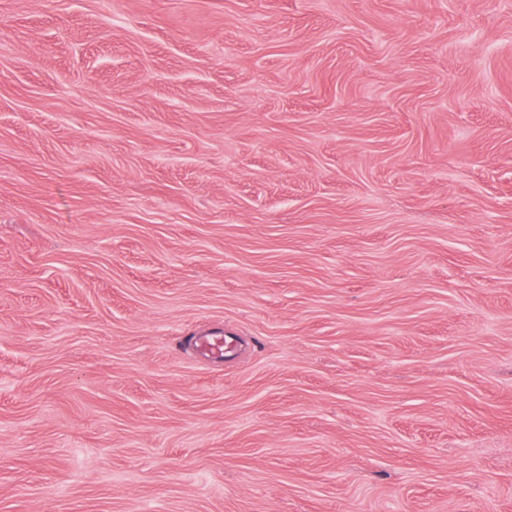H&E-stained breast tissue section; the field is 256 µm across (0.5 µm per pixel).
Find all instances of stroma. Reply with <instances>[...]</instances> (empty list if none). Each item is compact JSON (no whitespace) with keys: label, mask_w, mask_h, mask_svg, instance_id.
<instances>
[{"label":"stroma","mask_w":512,"mask_h":512,"mask_svg":"<svg viewBox=\"0 0 512 512\" xmlns=\"http://www.w3.org/2000/svg\"><path fill=\"white\" fill-rule=\"evenodd\" d=\"M0 512H512V0H0ZM237 340V336L231 333L225 334L224 331L194 335L190 339L198 353L216 362H224L226 353L230 352Z\"/></svg>","instance_id":"obj_1"}]
</instances>
